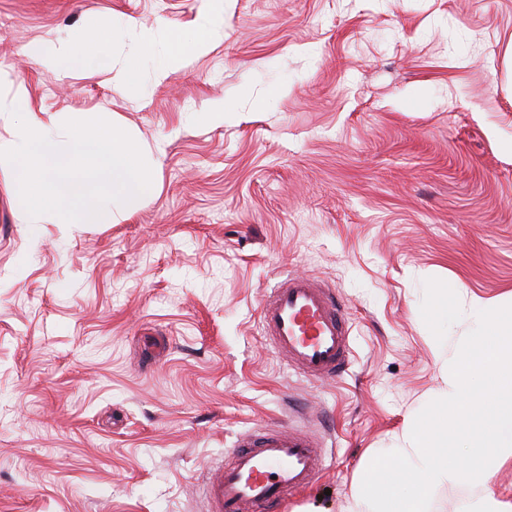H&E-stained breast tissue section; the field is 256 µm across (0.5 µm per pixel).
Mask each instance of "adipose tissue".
<instances>
[{
	"mask_svg": "<svg viewBox=\"0 0 512 512\" xmlns=\"http://www.w3.org/2000/svg\"><path fill=\"white\" fill-rule=\"evenodd\" d=\"M223 15L224 0H203L197 30L189 37L133 18L117 25L90 19L22 54L39 67L90 66L134 92L159 42L168 44L153 70L161 84L186 58L209 50L211 27ZM123 42L135 45V55L117 56ZM157 165L154 151L133 129L102 112L49 114L34 105L23 77L0 71V169L13 171V194L28 223H118L152 194Z\"/></svg>",
	"mask_w": 512,
	"mask_h": 512,
	"instance_id": "1",
	"label": "adipose tissue"
}]
</instances>
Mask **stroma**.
<instances>
[{"mask_svg":"<svg viewBox=\"0 0 512 512\" xmlns=\"http://www.w3.org/2000/svg\"><path fill=\"white\" fill-rule=\"evenodd\" d=\"M199 7L0 0L38 107L112 113L159 157L117 224L25 223L0 170V512H208V465L288 423L326 468L281 512H351L475 326L431 343L424 273L512 304V0H228L210 52L134 95L20 54L93 16L188 33ZM294 273L345 309L336 380L260 325Z\"/></svg>","mask_w":512,"mask_h":512,"instance_id":"35a3bbf8","label":"stroma"}]
</instances>
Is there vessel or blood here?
<instances>
[{
  "instance_id": "b4317fda",
  "label": "vessel or blood",
  "mask_w": 512,
  "mask_h": 512,
  "mask_svg": "<svg viewBox=\"0 0 512 512\" xmlns=\"http://www.w3.org/2000/svg\"><path fill=\"white\" fill-rule=\"evenodd\" d=\"M260 319L276 352L302 376L326 381L346 370L350 326L331 285L288 277L263 300ZM324 469L314 434L282 426L242 432L230 460L206 480L210 512H275L318 481Z\"/></svg>"
}]
</instances>
